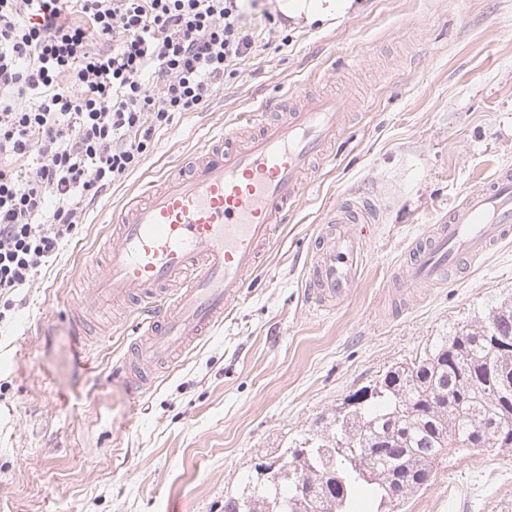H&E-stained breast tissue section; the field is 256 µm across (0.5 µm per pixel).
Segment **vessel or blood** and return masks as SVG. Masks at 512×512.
I'll return each mask as SVG.
<instances>
[{
  "label": "vessel or blood",
  "instance_id": "vessel-or-blood-1",
  "mask_svg": "<svg viewBox=\"0 0 512 512\" xmlns=\"http://www.w3.org/2000/svg\"><path fill=\"white\" fill-rule=\"evenodd\" d=\"M273 107L283 112L275 121L268 118ZM347 122L345 101L336 96H309L290 109L280 100L261 104L247 118L252 136L236 129L215 135L188 170L114 212L99 250L104 264L74 311L79 350L88 346L87 324L98 308L137 299L141 334L118 375L133 397L143 395L154 368L173 365L241 300L264 249ZM377 220L366 203L345 201L329 213L310 259V302L331 311L348 300L366 249L358 227ZM511 240L512 167L505 166L458 194L447 219L411 245L399 278L442 286Z\"/></svg>",
  "mask_w": 512,
  "mask_h": 512
}]
</instances>
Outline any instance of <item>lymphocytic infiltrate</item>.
Here are the masks:
<instances>
[{
	"label": "lymphocytic infiltrate",
	"instance_id": "obj_1",
	"mask_svg": "<svg viewBox=\"0 0 512 512\" xmlns=\"http://www.w3.org/2000/svg\"><path fill=\"white\" fill-rule=\"evenodd\" d=\"M260 46L242 0H0V296Z\"/></svg>",
	"mask_w": 512,
	"mask_h": 512
}]
</instances>
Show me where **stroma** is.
Returning <instances> with one entry per match:
<instances>
[{
	"instance_id": "1",
	"label": "stroma",
	"mask_w": 512,
	"mask_h": 512,
	"mask_svg": "<svg viewBox=\"0 0 512 512\" xmlns=\"http://www.w3.org/2000/svg\"><path fill=\"white\" fill-rule=\"evenodd\" d=\"M247 7L264 45L202 111L176 116L143 164L89 211L74 239L0 320V512H224L256 465L299 446L348 395L512 296V242L404 308L390 296L406 247L457 193L512 166V0H357L320 26ZM360 66H353V59ZM346 94L352 114L316 165L247 297L154 384L117 371L136 339L129 304L74 346L112 212L185 164L218 130L288 92ZM370 201L360 283L332 311L304 294L337 200ZM401 512H512V448L449 454Z\"/></svg>"
}]
</instances>
